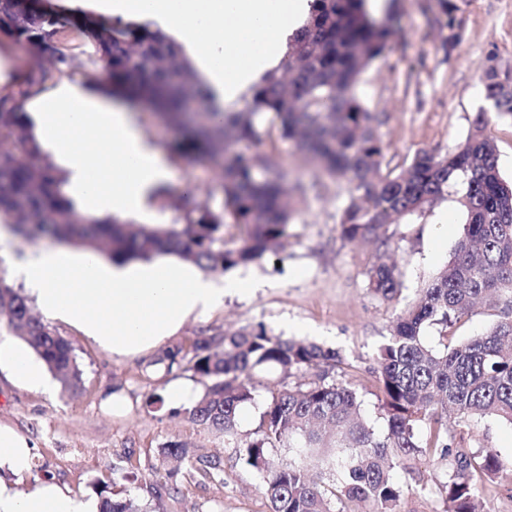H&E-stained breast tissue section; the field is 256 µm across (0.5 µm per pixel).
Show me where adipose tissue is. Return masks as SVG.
<instances>
[{
    "label": "adipose tissue",
    "mask_w": 512,
    "mask_h": 512,
    "mask_svg": "<svg viewBox=\"0 0 512 512\" xmlns=\"http://www.w3.org/2000/svg\"><path fill=\"white\" fill-rule=\"evenodd\" d=\"M177 26L206 63V83L219 102L249 95L258 74L276 66L307 9V0H111ZM43 153L64 172L66 197L85 217L154 223L151 202L172 176L106 85L62 81L23 107ZM94 141L99 155L89 154ZM24 286L41 311L67 322L118 355L159 344L192 316L220 308L244 291L237 278L217 281L174 255L112 261L68 247H43L22 266ZM41 390L53 386L27 350L0 341V365ZM0 512H95L59 485L18 494L0 486Z\"/></svg>",
    "instance_id": "1"
}]
</instances>
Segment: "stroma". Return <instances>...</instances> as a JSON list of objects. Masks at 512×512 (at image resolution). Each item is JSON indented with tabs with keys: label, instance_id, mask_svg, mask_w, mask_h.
I'll list each match as a JSON object with an SVG mask.
<instances>
[{
	"label": "stroma",
	"instance_id": "obj_1",
	"mask_svg": "<svg viewBox=\"0 0 512 512\" xmlns=\"http://www.w3.org/2000/svg\"><path fill=\"white\" fill-rule=\"evenodd\" d=\"M455 2L461 38L447 51L438 23L439 0H367L373 16L394 18L384 57L366 69L358 86L370 111L383 115L379 133L390 166L409 163L421 150L440 156L453 151L466 138L477 112L488 107L482 76L489 53H496L502 68L512 69V0ZM131 114L147 142L169 153L180 126L144 107L133 108ZM261 151L273 164L301 176L307 186L284 251L279 259L230 269V276L259 281L260 289L225 298L223 307L205 317L187 319L162 347H186L203 333H231L258 324L286 338L297 337L298 327H306V340L342 353L346 365L337 371V379L355 387L362 415L377 434H384L377 350L396 317L453 255L466 213L451 195L389 225V253L402 286L396 299L386 301L368 288L377 243L340 236L346 183L316 176L313 162L294 141L280 139ZM170 161V194L179 195L191 185L202 196L220 200L219 172L212 162H188L175 155ZM508 310L503 299L480 306L450 326L444 339L453 344L478 335ZM48 325L71 342L83 385L71 392L58 384L49 396L0 369V425L12 427L32 445L29 468L20 474L1 468V485L26 492L53 482L91 503L106 491L149 504L158 488L164 492L161 512H270L259 476L238 459L237 443L258 436L268 399L298 383V376L277 369L255 376L254 400L241 409L233 442L186 417L170 416L168 409L148 406L150 394L167 393L178 382L198 393L203 390L202 382L183 370L152 371L149 363L160 347L117 355L64 321L52 319ZM422 339L435 348L444 340L434 325L424 329ZM170 440L186 444L192 455L176 472L162 461V446ZM448 440L459 448L493 449L512 462L511 424L493 418L452 422ZM203 459L218 465L216 480L198 475ZM446 469V460L431 449L409 468L396 469L394 478L405 491L402 512H442L438 485ZM415 471L424 475L425 490L415 489Z\"/></svg>",
	"mask_w": 512,
	"mask_h": 512
}]
</instances>
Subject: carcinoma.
Returning a JSON list of instances; mask_svg holds the SVG:
<instances>
[{"label": "carcinoma", "mask_w": 512, "mask_h": 512, "mask_svg": "<svg viewBox=\"0 0 512 512\" xmlns=\"http://www.w3.org/2000/svg\"><path fill=\"white\" fill-rule=\"evenodd\" d=\"M448 30L443 48L460 38L453 0H440ZM26 53L25 70L0 90V220L17 236L34 241L52 233L64 244L102 251L124 260L177 255L199 268L228 270L273 258L288 238L294 215L290 192H304L301 180L286 187L288 170L265 164L241 143L265 144L278 132L324 162L325 172L348 184L339 216L344 240L372 236L385 246L390 218L422 212L448 194L458 196L467 214L462 239L448 261L411 307L392 325L376 355L377 383L387 419L378 436L361 415L356 389L336 380L344 363L339 351L313 342L285 339L264 325L231 335L201 334L191 343L192 356L166 349L150 366L166 373L188 361L187 370L204 381V390L184 411L189 420L237 435L242 406L253 401L254 374L278 367L306 380L274 395L262 414V436L247 441L240 459L261 478L271 512H400L404 490L394 469L424 448L441 449L448 458L439 490L446 512H479V490L472 473L488 479L509 476L512 466L497 452H470L448 444V416L463 422L494 416L512 424V317L488 332L437 352L421 339L426 326L445 329L479 303L502 296L512 304V184L498 169V151L489 131L490 115L477 114L466 140L446 156L427 151L396 171L383 165L379 135L381 115L358 94L364 71L385 51L390 18L377 19L365 0H310L306 22L288 43L281 68L269 72L238 109L217 106L198 80L183 48L150 20L78 19L49 4L26 9L18 0H0V34ZM105 67L104 79L132 103L144 104L176 119L185 98L205 109L200 132L190 128L178 144L181 158L211 154L222 172V198L202 199L189 187L172 198L158 196L176 213L167 228H145L117 220H90L77 214L63 192V178L41 154L24 123L22 107L34 88L54 72H83L87 63ZM484 98L496 115L512 117V71L496 59L483 76ZM241 224L245 236L224 247V225ZM368 288L394 299L400 282L394 266L375 262ZM65 389L82 384L83 371L71 343L50 329L29 304L22 289L0 275V315ZM427 425L430 439L417 434ZM300 448H340L329 462L339 483L338 502L321 478L298 463H280L270 448L284 439ZM162 454L181 464L186 446L170 441ZM99 512H145L131 497L105 496Z\"/></svg>", "instance_id": "cac0c4a2"}]
</instances>
